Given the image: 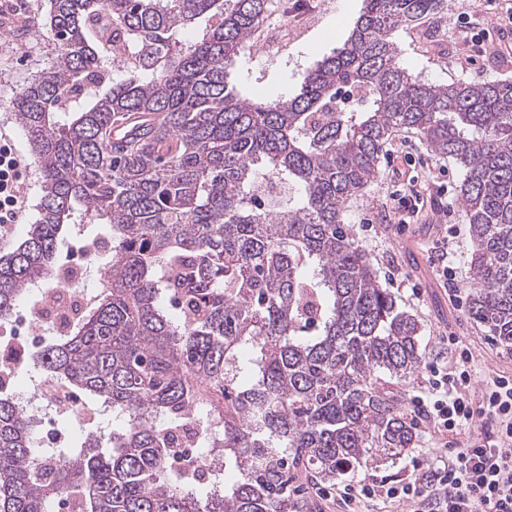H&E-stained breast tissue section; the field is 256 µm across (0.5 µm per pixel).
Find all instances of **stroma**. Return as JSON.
Masks as SVG:
<instances>
[{
    "label": "stroma",
    "instance_id": "stroma-1",
    "mask_svg": "<svg viewBox=\"0 0 512 512\" xmlns=\"http://www.w3.org/2000/svg\"><path fill=\"white\" fill-rule=\"evenodd\" d=\"M362 0H275L263 24L281 48L262 53L260 36L246 43L235 60L232 82L245 97L292 95L305 71L348 38ZM400 61L412 77L445 84L501 80L512 83V56L500 54L512 44V27L500 25L485 0H456L449 11L413 30L395 35ZM53 41L46 28H31L28 44L8 45L0 39V134L14 140L28 167L21 188L25 206L8 234L7 243L21 240L34 223L39 199L38 168L10 101L38 66L52 57ZM464 173L451 160L434 155L412 133L399 132L386 146L377 179L352 197L345 210L359 244L368 254L383 287L398 305L418 318L424 330V360L457 373L456 345L469 349L478 366L469 392L480 396L488 377L512 375V350L503 347L471 313L474 280L470 228L456 198ZM449 242L441 254V242ZM456 345H449V338ZM411 456L396 463L361 468L355 480L395 479L405 474L411 457L433 463L441 442L431 421L422 422Z\"/></svg>",
    "mask_w": 512,
    "mask_h": 512
}]
</instances>
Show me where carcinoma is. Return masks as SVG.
I'll list each match as a JSON object with an SVG mask.
<instances>
[{"mask_svg":"<svg viewBox=\"0 0 512 512\" xmlns=\"http://www.w3.org/2000/svg\"><path fill=\"white\" fill-rule=\"evenodd\" d=\"M48 3L55 60L10 105L41 195L0 250V322L76 225H108L100 293L31 356L122 425L41 447L0 387V512H309L288 472L334 485L415 448L387 384L420 368L422 325L344 219L398 129L464 171L471 309L512 347V83L417 80L393 39L449 0H363L299 91L261 102L231 68L272 0ZM191 420L237 472L220 494L174 466Z\"/></svg>","mask_w":512,"mask_h":512,"instance_id":"carcinoma-1","label":"carcinoma"}]
</instances>
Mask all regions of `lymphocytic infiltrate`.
I'll return each instance as SVG.
<instances>
[{"mask_svg":"<svg viewBox=\"0 0 512 512\" xmlns=\"http://www.w3.org/2000/svg\"><path fill=\"white\" fill-rule=\"evenodd\" d=\"M27 165L11 139L0 137V224H13L24 207L20 187ZM459 376L436 364L427 367L428 385L417 406L426 409L439 435L482 420L483 429L467 447L442 448L432 466L413 460L403 478L361 481L345 486L341 498L349 512H368L371 503L408 501L415 512H512V378L487 381L479 398L465 387L471 381L472 356L460 349Z\"/></svg>","mask_w":512,"mask_h":512,"instance_id":"1","label":"lymphocytic infiltrate"}]
</instances>
